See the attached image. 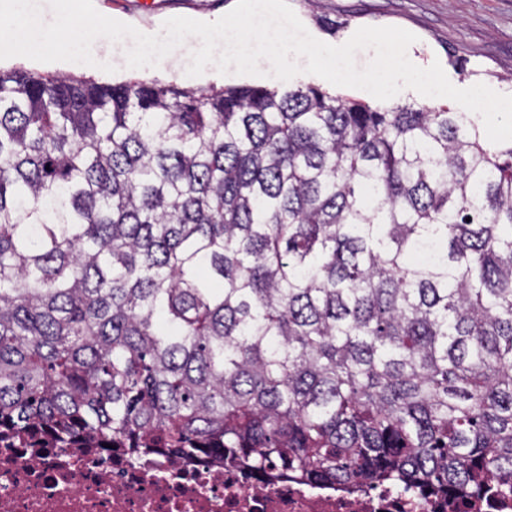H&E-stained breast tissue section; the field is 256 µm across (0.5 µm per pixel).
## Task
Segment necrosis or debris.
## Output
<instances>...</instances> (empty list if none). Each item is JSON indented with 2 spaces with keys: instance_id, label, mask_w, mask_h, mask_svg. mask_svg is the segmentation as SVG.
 Instances as JSON below:
<instances>
[{
  "instance_id": "necrosis-or-debris-1",
  "label": "necrosis or debris",
  "mask_w": 512,
  "mask_h": 512,
  "mask_svg": "<svg viewBox=\"0 0 512 512\" xmlns=\"http://www.w3.org/2000/svg\"><path fill=\"white\" fill-rule=\"evenodd\" d=\"M0 512H512V496L312 483L275 464L256 472L213 455L107 451L85 435L59 448L51 429L23 443L0 425Z\"/></svg>"
}]
</instances>
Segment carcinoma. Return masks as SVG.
<instances>
[{
  "label": "carcinoma",
  "mask_w": 512,
  "mask_h": 512,
  "mask_svg": "<svg viewBox=\"0 0 512 512\" xmlns=\"http://www.w3.org/2000/svg\"><path fill=\"white\" fill-rule=\"evenodd\" d=\"M0 422L512 494V141L315 85L0 70Z\"/></svg>",
  "instance_id": "1"
}]
</instances>
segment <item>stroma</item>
I'll return each instance as SVG.
<instances>
[{
	"label": "stroma",
	"mask_w": 512,
	"mask_h": 512,
	"mask_svg": "<svg viewBox=\"0 0 512 512\" xmlns=\"http://www.w3.org/2000/svg\"><path fill=\"white\" fill-rule=\"evenodd\" d=\"M236 0H93L101 14L138 30L161 31L183 16L214 21ZM306 30L331 45L347 42L364 26H395L416 35L411 49L424 64L440 63L459 88L483 83L512 93V0H288ZM341 21L331 32L323 19Z\"/></svg>",
	"instance_id": "obj_1"
}]
</instances>
